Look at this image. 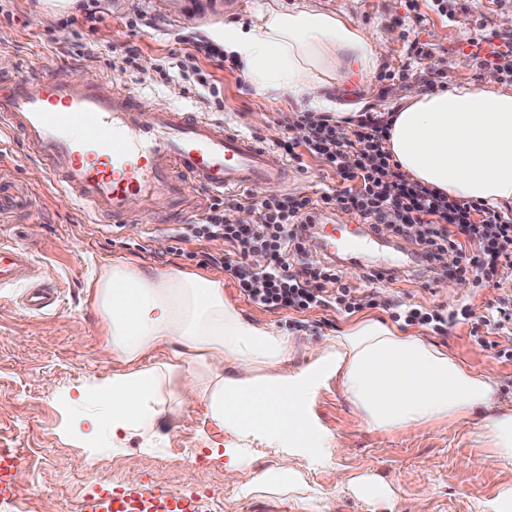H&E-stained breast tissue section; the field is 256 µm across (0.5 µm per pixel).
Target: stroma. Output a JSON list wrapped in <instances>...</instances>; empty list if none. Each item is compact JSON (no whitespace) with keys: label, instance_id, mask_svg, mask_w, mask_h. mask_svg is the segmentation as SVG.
<instances>
[{"label":"stroma","instance_id":"stroma-1","mask_svg":"<svg viewBox=\"0 0 512 512\" xmlns=\"http://www.w3.org/2000/svg\"><path fill=\"white\" fill-rule=\"evenodd\" d=\"M266 0H231L198 10L178 12L165 0H0V79L16 70L51 69L69 72L78 80L96 76L114 86L136 88L170 106L200 112L237 129L279 139V121L288 104L256 96L238 69L219 67L204 55L189 57L187 44L207 39L211 30L231 21H249ZM284 7L315 6L346 13L383 48V79L372 82L371 97L352 88L363 111L382 114L401 98L426 92L427 81L450 85L461 75L475 82L494 81L478 60L463 58L461 40L474 35L500 44L512 38V0H457L453 18L435 14L429 0H278ZM135 45L133 63L122 51ZM94 56H86L87 47ZM424 48L415 56V48ZM218 85L223 106L200 94L199 72ZM304 169H292L287 187L294 197L340 189L339 177L320 162L305 158ZM0 185L23 194L27 208L0 217V238L10 240L23 257L35 263L43 280L58 290L55 306L31 312L21 304L23 288L0 289V448L18 449L23 456L17 500L0 512H70L74 503L92 493L96 482L114 485L152 483L183 494L202 489L212 495V512H299L294 502L267 495L238 498L224 482V463L213 450L228 438L214 424L204 404L180 408L166 405L159 432L163 452L148 451L140 435L127 436L120 456L88 464L84 456L61 440L56 429L62 415L57 392L73 388L88 377H106L117 366L103 334L101 319L91 306L87 286L102 265L117 258L153 268L175 267L188 273L223 280L224 295L244 316L277 325L296 336L299 344L346 329L352 319L387 320V313L366 308L349 318L316 308L303 313L266 310L244 297L235 279L223 269L206 265L196 243L174 254L162 216L140 215L136 225L95 221L76 202L65 198L47 179L44 163L28 149L9 146L0 151ZM398 238H386L380 250L341 259L345 280L362 286L363 265L394 263L397 280L390 288L399 299L455 309L470 300L483 307L498 293L477 287L465 277L462 291L449 292L445 281L414 277L411 257L401 252ZM470 327L459 324L447 335L413 327L418 336L432 338L462 363L496 381L502 403L512 402V361L500 359L497 348L478 343ZM315 410L323 423L346 442L337 468L368 472L393 486L394 507L370 509L364 502L336 490V470L311 472L308 481L329 495V512H411L421 499L420 512H476L479 502L503 484H512V469H490L480 463L485 450L467 430L444 425L385 432L362 426L343 391L329 387Z\"/></svg>","mask_w":512,"mask_h":512}]
</instances>
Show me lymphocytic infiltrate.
<instances>
[{
	"instance_id": "obj_1",
	"label": "lymphocytic infiltrate",
	"mask_w": 512,
	"mask_h": 512,
	"mask_svg": "<svg viewBox=\"0 0 512 512\" xmlns=\"http://www.w3.org/2000/svg\"><path fill=\"white\" fill-rule=\"evenodd\" d=\"M298 122L306 129L302 141L279 142V149L298 166L307 155L326 164L345 181L343 190L316 199H294L277 190L258 201L245 193L217 197L201 222L170 229V241L222 242L225 250L213 254L212 262L237 279L251 302L265 308L302 312L320 307L351 315L374 306L394 322L426 326L442 336L449 327L467 323L471 336L480 339L512 327V298L502 295L485 314L468 302L446 314L438 307L392 302L380 291L364 293L344 282L335 260H312L314 226L333 205L371 230L385 226L396 237L415 235L420 273L450 260L455 275L472 274L478 286L503 291L512 275V217L410 180L385 148L387 121L363 115L347 126L327 115L293 112L283 124ZM244 208L254 213L252 224L237 223L235 215Z\"/></svg>"
}]
</instances>
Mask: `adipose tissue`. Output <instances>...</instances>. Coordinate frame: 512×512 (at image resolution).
I'll return each mask as SVG.
<instances>
[{
    "mask_svg": "<svg viewBox=\"0 0 512 512\" xmlns=\"http://www.w3.org/2000/svg\"><path fill=\"white\" fill-rule=\"evenodd\" d=\"M212 38L257 95L335 118L352 109L345 86L354 80L370 88L382 61L349 16L272 0L249 23H226ZM387 118L385 148L412 179L457 200L512 207V89L462 76L449 89L408 99ZM89 295L120 369L58 400L61 436L88 459L117 453L132 432L155 433L161 405L200 400L225 431L281 454L277 474L242 486L248 461L227 449L226 483L245 496L307 504L306 467L333 463L343 446L314 410L334 384L360 423L381 431L456 427L484 413L476 433L487 449L484 463L512 465V404L499 402L491 377L425 337L361 320L311 344L297 366L295 339L245 318L225 298L221 280L115 259L100 268ZM79 407L87 410L89 431L69 423ZM336 484L370 506L395 498L393 487L366 473L338 472Z\"/></svg>",
    "mask_w": 512,
    "mask_h": 512,
    "instance_id": "1",
    "label": "adipose tissue"
}]
</instances>
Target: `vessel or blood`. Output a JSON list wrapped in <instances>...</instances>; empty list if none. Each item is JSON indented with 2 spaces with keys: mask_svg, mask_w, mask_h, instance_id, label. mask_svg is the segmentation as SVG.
Wrapping results in <instances>:
<instances>
[{
  "mask_svg": "<svg viewBox=\"0 0 512 512\" xmlns=\"http://www.w3.org/2000/svg\"><path fill=\"white\" fill-rule=\"evenodd\" d=\"M0 132L20 140L45 162L60 156L70 164L49 170V180L89 214L116 224L130 215L129 199H140L147 215L178 219L195 212L189 186L222 193L287 187L288 164L273 143H262L228 124L172 108L139 91L106 87L97 77L57 82L50 70L19 72L0 84ZM325 252L356 257L372 241L364 226L318 225ZM26 284L24 305L39 312L55 302V291L32 279V265L12 245L0 243V287ZM22 466L20 454L0 448V504L13 503ZM211 496L190 490L173 497L156 485L98 483L75 512H209Z\"/></svg>",
  "mask_w": 512,
  "mask_h": 512,
  "instance_id": "obj_1",
  "label": "vessel or blood"
}]
</instances>
